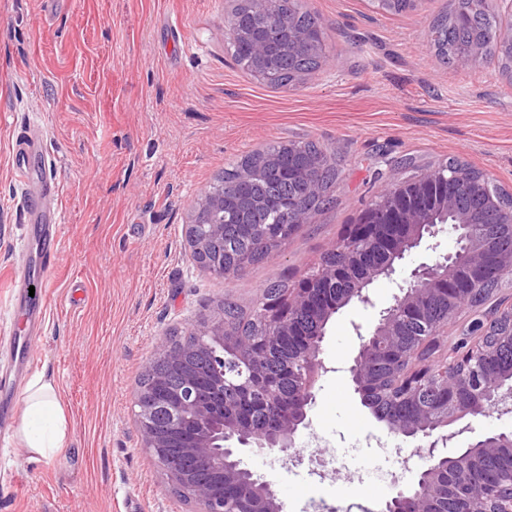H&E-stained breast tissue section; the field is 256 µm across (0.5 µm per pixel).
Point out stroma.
<instances>
[{
	"label": "stroma",
	"mask_w": 512,
	"mask_h": 512,
	"mask_svg": "<svg viewBox=\"0 0 512 512\" xmlns=\"http://www.w3.org/2000/svg\"><path fill=\"white\" fill-rule=\"evenodd\" d=\"M303 2L323 23L324 62L274 87L234 63L228 0H0V320L28 314L13 272L47 295L27 351L0 336V512H194L136 435L139 380L161 342L224 302L252 309L272 282L299 287L388 178L407 176L404 158L427 170L454 157L512 192V83L484 64L436 59L431 24L448 0L393 15L370 0ZM32 120L63 214L48 277L36 260L44 227L25 216L11 164L13 134ZM308 140L340 158L335 204L233 277L201 270L185 236L201 190L245 154ZM394 291L378 278L372 305L330 320L328 371L295 437L303 459L241 456L286 512H307L313 498L381 512L393 479L413 484L429 465L412 440L391 438L407 463L376 448L386 426L350 379L354 328H371ZM40 373L69 427L49 461L16 437L22 391Z\"/></svg>",
	"instance_id": "35a3bbf8"
}]
</instances>
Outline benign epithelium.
Segmentation results:
<instances>
[{
  "label": "benign epithelium",
  "instance_id": "7a95c632",
  "mask_svg": "<svg viewBox=\"0 0 512 512\" xmlns=\"http://www.w3.org/2000/svg\"><path fill=\"white\" fill-rule=\"evenodd\" d=\"M253 21L233 12L224 17L226 38L246 48L247 57L255 67L252 75L262 81L269 79L275 68L276 56L299 55L317 50L314 35L296 27L291 17L278 9V0H242ZM483 57L482 47L464 51L456 67L468 69ZM433 172L421 173L403 183L389 180L379 194L378 214L390 216L388 229L376 219H363L350 225L340 245L358 241H380L391 262L376 274L353 288L341 303L373 304L369 285L374 280L396 274L407 257L422 243L433 240L429 249L437 251V238L446 229L457 236L458 248L442 254L432 262H420L408 268L404 277L395 281L393 302L378 312L375 325L367 334L360 333L359 348L349 371L354 391L366 404L374 385L367 377V359L384 356L393 363L389 389L402 398L416 394L423 374L430 367L431 355L439 352L442 338L456 316L430 325L426 335L419 337L415 347L399 356L388 347L396 335L397 318L417 319L423 316V299L428 293L440 296H474L485 276L486 257L471 235V221L458 212L454 201L446 198L431 210L402 206L408 196H423L434 183ZM228 196L209 187L201 192L199 202L187 225V243L196 262L210 257L209 274L224 277V201ZM283 220L277 234L284 237L297 224L308 223L309 212L294 204H283ZM348 262L342 266L315 267L302 280L299 288L289 295L288 304L279 308L277 301H264L267 326L263 335L245 344L229 336L224 313L201 322L191 335L195 341L176 347L167 341L146 368L150 384L138 390L137 433L140 447L154 459L169 487L185 501L193 503L197 512H285L272 485L240 467L237 458L243 448L276 449L288 453L299 427L308 425L306 408L315 398L314 387L327 371L322 354L323 337H309L301 326V314L329 320L336 310L333 294L326 284L350 272L357 258L346 251ZM483 311L485 329L468 342L465 349L453 348L444 357L442 367L448 368L476 360L489 350L488 338L512 334V304L490 299ZM290 347L297 354L295 362L283 361L274 375L264 372L262 360ZM231 358L251 367L248 383L235 404L224 400V362ZM458 375L434 384L435 403L417 426L387 425L390 433L404 439L422 437L427 444L416 452L433 458L439 447H448L456 437L473 431L472 423L450 431L448 427L470 417L486 415L503 401L504 380L487 375L474 383V399L466 407L450 403L457 390ZM260 404L265 412L273 413L272 426L254 429L251 409ZM512 451V434L480 436L465 448H459L445 460L452 465L466 464L476 450ZM439 471L433 467L422 471L417 486L399 489L386 501L382 512H398L399 504L409 501L415 512H438L441 489ZM463 497L470 501V512H512V487L504 489L493 478L484 479L479 488H468Z\"/></svg>",
  "mask_w": 512,
  "mask_h": 512
}]
</instances>
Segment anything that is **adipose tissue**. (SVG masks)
<instances>
[{
	"label": "adipose tissue",
	"mask_w": 512,
	"mask_h": 512,
	"mask_svg": "<svg viewBox=\"0 0 512 512\" xmlns=\"http://www.w3.org/2000/svg\"><path fill=\"white\" fill-rule=\"evenodd\" d=\"M16 435L30 455L50 460L64 448L68 420L53 380L42 374L26 383Z\"/></svg>",
	"instance_id": "1"
}]
</instances>
